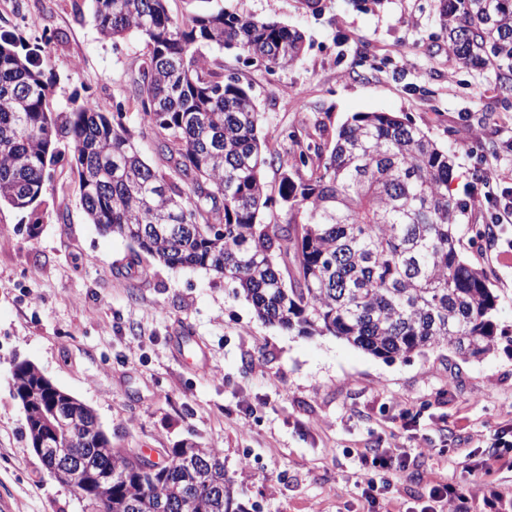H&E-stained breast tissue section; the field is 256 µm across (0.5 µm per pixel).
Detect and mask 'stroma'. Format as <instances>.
Instances as JSON below:
<instances>
[{"mask_svg":"<svg viewBox=\"0 0 512 512\" xmlns=\"http://www.w3.org/2000/svg\"><path fill=\"white\" fill-rule=\"evenodd\" d=\"M439 0H168L172 18L224 8L300 31L303 54L282 68L215 48L214 69L249 89L261 136L278 153L277 189L291 141L315 122L329 133L358 112L408 118L454 160L464 258L498 297L497 344L480 359L448 348L385 360L327 334L300 336L258 319L233 283L202 268H172L88 224L68 139H60L34 211L0 206V512H82L34 453L13 387L15 363L38 366L95 412L122 451L214 445L247 512H367L354 485L367 448L426 441L381 496L388 512H421L430 483L454 485L470 512H512V226L489 249L484 196L512 187V98L494 78L449 55ZM40 46L56 111L132 91L143 40L103 38L92 0H0V32ZM479 137L478 153L462 144ZM498 177L480 180L482 155ZM505 431L508 446L486 436Z\"/></svg>","mask_w":512,"mask_h":512,"instance_id":"obj_1","label":"stroma"}]
</instances>
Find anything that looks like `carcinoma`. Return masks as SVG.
I'll list each match as a JSON object with an SVG mask.
<instances>
[{
	"mask_svg": "<svg viewBox=\"0 0 512 512\" xmlns=\"http://www.w3.org/2000/svg\"><path fill=\"white\" fill-rule=\"evenodd\" d=\"M165 2L94 0L103 37L146 44L137 128L120 104L51 112L37 49L0 33V202L25 211L40 197L64 133L89 223L167 266L223 277L264 322L385 359L444 346L465 360L489 354L497 296L460 257L448 153L406 118L360 112L327 152L299 150L269 193L264 170L278 156L259 138L254 98L213 71L201 46L277 68L302 53V34L224 8L179 21ZM440 31L461 64L492 69L512 97V0H443ZM148 136L162 168L136 146ZM13 382L31 444L57 441L87 468L56 475L83 512H243L216 448L181 442L147 465L103 430L78 428L97 422L93 411L43 383L34 363H16Z\"/></svg>",
	"mask_w": 512,
	"mask_h": 512,
	"instance_id": "obj_1",
	"label": "carcinoma"
}]
</instances>
